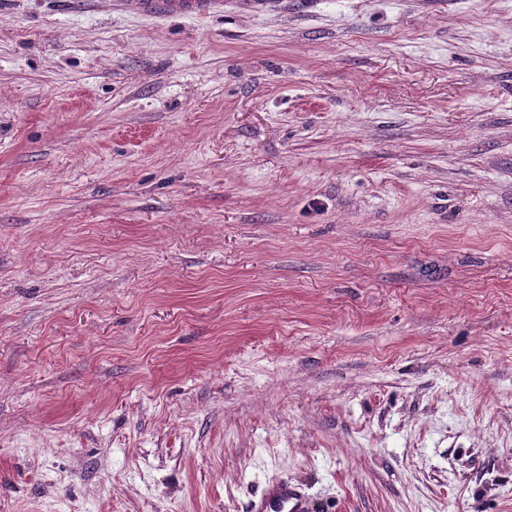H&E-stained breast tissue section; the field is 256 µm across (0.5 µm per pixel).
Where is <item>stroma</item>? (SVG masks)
Listing matches in <instances>:
<instances>
[{"label": "stroma", "mask_w": 512, "mask_h": 512, "mask_svg": "<svg viewBox=\"0 0 512 512\" xmlns=\"http://www.w3.org/2000/svg\"><path fill=\"white\" fill-rule=\"evenodd\" d=\"M512 512V0H0V512ZM228 2L229 0H120L125 7L143 16L179 14L197 19L224 13V4ZM250 512H310V503L300 485L282 480L269 484L251 502Z\"/></svg>", "instance_id": "1"}]
</instances>
